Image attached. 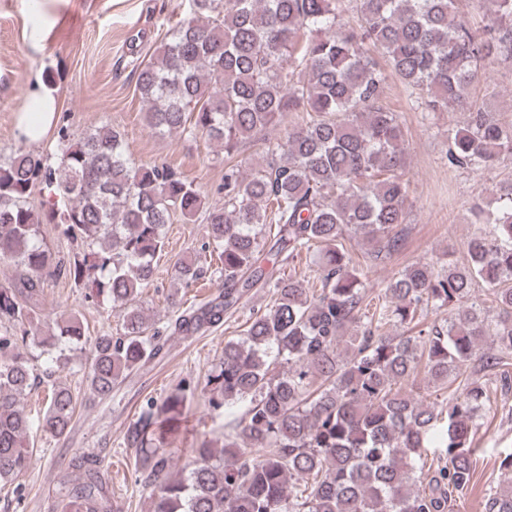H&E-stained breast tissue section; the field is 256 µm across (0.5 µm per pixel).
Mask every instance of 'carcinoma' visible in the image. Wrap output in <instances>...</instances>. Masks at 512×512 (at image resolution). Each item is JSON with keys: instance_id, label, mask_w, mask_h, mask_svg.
<instances>
[{"instance_id": "carcinoma-1", "label": "carcinoma", "mask_w": 512, "mask_h": 512, "mask_svg": "<svg viewBox=\"0 0 512 512\" xmlns=\"http://www.w3.org/2000/svg\"><path fill=\"white\" fill-rule=\"evenodd\" d=\"M169 37L135 69L148 124L167 136L199 134L232 158L256 133L264 163L243 175L224 164V204L205 205L195 184L165 164H137L121 132L102 126L80 138L58 128L59 161L34 150L0 160V263L18 277L0 284V485H14L34 454V433L60 437L75 413L70 389L53 386L37 420L21 396L41 383L29 348L88 346L90 396L100 400L163 349L141 304L175 216H202L223 278L218 295L176 312L171 335L207 330L255 288L273 305L253 313L243 336L224 343L210 407L236 418L217 452L191 449L178 468L163 447L194 388L146 401L127 427L147 471L151 512H449L473 484L470 436L488 401L471 362L512 388V183L480 227L464 261L411 264L370 309L366 273L399 253L408 234L405 134L383 104L386 75L375 55L425 112H466L451 134L448 164L491 170L512 158V127L475 111L469 91L481 64L512 58V0H491L494 19L473 28L463 0H189ZM355 4L356 22L341 23ZM294 112L306 118L289 123ZM42 187L54 202L34 208ZM55 224L82 250L67 261L40 239ZM367 245L354 260L351 242ZM318 248L319 287L284 278L280 265ZM179 284L205 274L193 258L174 266ZM64 275L120 312L116 336H86L75 315L40 336L31 329L47 276ZM483 283L496 315L471 300ZM441 315L431 324L423 318ZM400 327L390 334L385 327ZM490 344L493 351L483 352ZM423 368L428 382L461 385L437 406L397 383ZM439 432L448 464L421 490L422 449ZM78 481L56 512H114L100 462L74 454ZM488 512H512V454L499 464ZM21 494L22 487L14 485Z\"/></svg>"}]
</instances>
